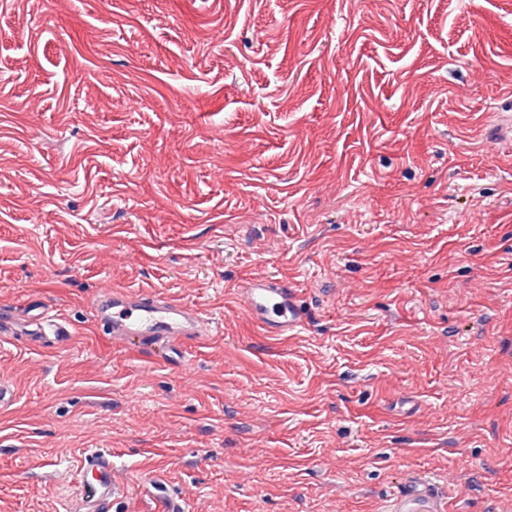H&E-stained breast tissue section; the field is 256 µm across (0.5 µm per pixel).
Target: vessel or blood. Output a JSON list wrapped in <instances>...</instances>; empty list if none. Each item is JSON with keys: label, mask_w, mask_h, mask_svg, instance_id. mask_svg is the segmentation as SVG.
Returning <instances> with one entry per match:
<instances>
[{"label": "vessel or blood", "mask_w": 512, "mask_h": 512, "mask_svg": "<svg viewBox=\"0 0 512 512\" xmlns=\"http://www.w3.org/2000/svg\"><path fill=\"white\" fill-rule=\"evenodd\" d=\"M241 298L252 319L268 336L279 338L297 332L304 324V311L296 290L280 279L244 282ZM94 317L107 335L127 346L152 353L162 363L183 360V345L213 335L219 320L194 308L170 301L152 292L115 288L98 295ZM4 336L51 337L66 340L65 323L49 313H37L34 320L0 315ZM79 469L81 508L79 512H110L118 490L112 480V457L97 449L84 452ZM137 479L145 485L156 504V512H184L181 499L170 493L157 469L140 470ZM386 512H448V502L426 479L416 477L398 488L386 505Z\"/></svg>", "instance_id": "vessel-or-blood-1"}]
</instances>
